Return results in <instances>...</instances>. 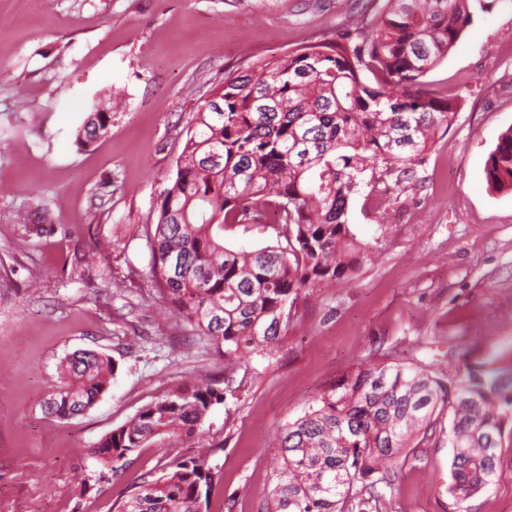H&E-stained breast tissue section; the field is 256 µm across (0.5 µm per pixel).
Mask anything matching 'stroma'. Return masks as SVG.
Instances as JSON below:
<instances>
[{
	"label": "stroma",
	"instance_id": "1",
	"mask_svg": "<svg viewBox=\"0 0 512 512\" xmlns=\"http://www.w3.org/2000/svg\"><path fill=\"white\" fill-rule=\"evenodd\" d=\"M355 0H0V512H115L172 454L216 448L209 512H259L288 421L357 367L421 362L512 372V192L485 163L512 129V0L477 14L429 89L457 94L447 135L413 185L361 193L348 222L368 257L295 300L273 358L238 370L195 444L142 448L99 480L92 446L172 386L223 385L224 356L162 298L147 300L165 178L193 112L228 72L331 37ZM120 107L108 134L76 141L86 101ZM29 220L16 221L19 211ZM78 349L117 372L83 415L45 417L57 364ZM438 432L406 449L385 512H449L453 452ZM470 512H512V432Z\"/></svg>",
	"mask_w": 512,
	"mask_h": 512
}]
</instances>
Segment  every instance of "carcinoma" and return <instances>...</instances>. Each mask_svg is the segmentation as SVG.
Masks as SVG:
<instances>
[{
    "label": "carcinoma",
    "instance_id": "carcinoma-1",
    "mask_svg": "<svg viewBox=\"0 0 512 512\" xmlns=\"http://www.w3.org/2000/svg\"><path fill=\"white\" fill-rule=\"evenodd\" d=\"M496 0H382L351 12L336 36L228 73L216 103L197 104L147 237L146 276L224 354V387L177 385L102 438L91 454L116 472L139 448H167L203 429L210 410L237 398L246 356H272L288 327L290 297L339 280L371 246L347 220L350 200L396 175L411 181L453 123L457 97L423 78L459 42L477 10ZM369 72L375 82L364 80ZM112 102H92L78 131L87 145L105 136ZM494 189L512 191V129L485 165ZM267 226L274 243L224 245V227ZM115 364L76 351L58 365L48 415L67 419L91 408ZM448 413L453 458L451 512L497 474L503 431L512 428V377L470 366L448 373L419 363L358 368L285 424L282 463L261 512H380L394 464L411 443L434 433ZM203 448L177 456L162 476L143 479L116 512H202L220 478Z\"/></svg>",
    "mask_w": 512,
    "mask_h": 512
}]
</instances>
